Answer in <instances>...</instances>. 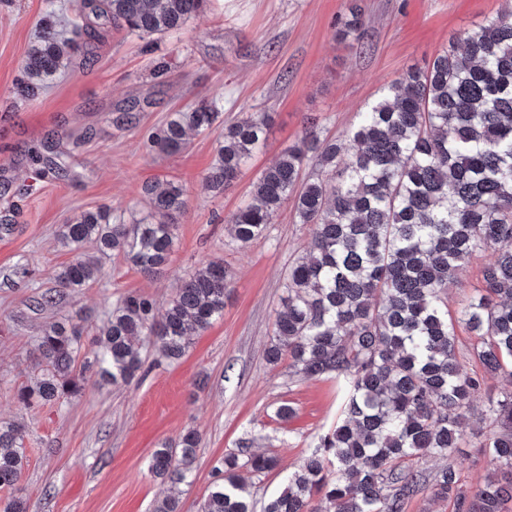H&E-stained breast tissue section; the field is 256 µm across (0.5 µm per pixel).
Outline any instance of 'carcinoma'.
I'll use <instances>...</instances> for the list:
<instances>
[{
	"mask_svg": "<svg viewBox=\"0 0 512 512\" xmlns=\"http://www.w3.org/2000/svg\"><path fill=\"white\" fill-rule=\"evenodd\" d=\"M207 0H81L83 17L112 22L142 35H165L200 15ZM28 51L17 93L35 97L65 67L80 26L64 35L49 12ZM361 29L356 10L343 22L342 39ZM222 112L202 99L174 112L152 150L176 152L190 131L209 130ZM270 116L251 112L224 127L205 176L222 192L267 142ZM316 176L300 180L304 165ZM153 211L133 224L107 210H86L62 225L57 241L73 260L58 286L78 291L102 274L84 257L89 242L102 255L123 256L151 276L166 266L186 210L183 187L173 181L145 186ZM253 199L230 217L233 237L246 245L268 235L273 213L292 197L298 223L312 227L306 252L288 267L271 364L288 358L293 373L311 379H348L342 418L320 438L262 512H405L415 497L453 502L455 512H504L512 501V390L486 403L492 429L468 432L465 413L481 390L455 352L458 323L477 338L472 356L485 370L512 376V11L473 34L448 39L424 69L411 68L387 84L343 138L322 139L312 129L283 149L253 184ZM477 251L492 260L482 287L448 310L450 288ZM231 274L210 262L182 281L165 315L152 303L123 296L112 308L105 336L85 344V328L55 323L38 339L42 356L27 403L60 400L75 392L74 370L107 382H127L142 369L134 338L154 337L159 356L174 361L224 315ZM199 434L189 429L164 442L153 474L179 484L191 473ZM480 448L492 466L482 485L468 487L452 466L429 477L416 467L423 456L450 458ZM25 458L23 429L0 424V489L12 491ZM277 466L250 443L224 457L219 483L201 512H254L253 476ZM320 503L313 504L314 497Z\"/></svg>",
	"mask_w": 512,
	"mask_h": 512,
	"instance_id": "cac0c4a2",
	"label": "carcinoma"
}]
</instances>
